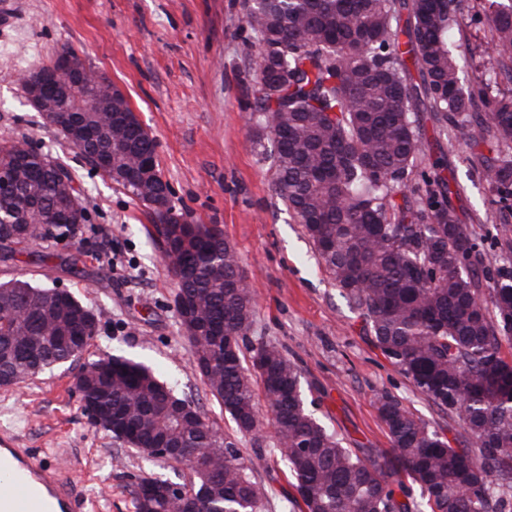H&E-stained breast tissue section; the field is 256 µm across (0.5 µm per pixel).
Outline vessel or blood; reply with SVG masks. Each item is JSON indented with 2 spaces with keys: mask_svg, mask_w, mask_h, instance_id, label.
<instances>
[{
  "mask_svg": "<svg viewBox=\"0 0 512 512\" xmlns=\"http://www.w3.org/2000/svg\"><path fill=\"white\" fill-rule=\"evenodd\" d=\"M0 512H74L76 502L60 469L26 448H0Z\"/></svg>",
  "mask_w": 512,
  "mask_h": 512,
  "instance_id": "1",
  "label": "vessel or blood"
}]
</instances>
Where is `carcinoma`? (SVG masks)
Wrapping results in <instances>:
<instances>
[{
	"instance_id": "cac0c4a2",
	"label": "carcinoma",
	"mask_w": 512,
	"mask_h": 512,
	"mask_svg": "<svg viewBox=\"0 0 512 512\" xmlns=\"http://www.w3.org/2000/svg\"><path fill=\"white\" fill-rule=\"evenodd\" d=\"M459 2L243 0L258 48L248 122L261 158L272 160L276 194L383 355L435 405L458 413L475 439L454 448L382 393L376 404L389 451L361 455L308 410L297 365L262 343L252 368L300 512H414L407 481L429 512L512 507V269L490 263L478 272L476 238L451 202L444 157L420 167L431 152L424 112L437 136L473 150L499 201L512 198V159L492 156L512 148V93H489L499 76L512 81V0H488L490 55L469 87L449 48L463 22ZM94 94L110 99L104 85ZM86 96L81 88L61 98L55 84L46 92L87 131L72 146L95 170L91 157L107 160L104 174L162 227L189 356L237 429L251 433L257 403L239 340L255 300L241 257L218 225L154 207L161 188L130 172L141 150L156 152L155 137L125 97L110 99L109 112H87ZM478 101L485 114L473 116ZM48 160L24 137L0 141V167L14 175V192L0 195V261L39 248L47 263L52 245L73 242L88 223L71 171L55 162L59 180ZM95 336L92 308L71 293L0 282L1 387L80 357ZM77 389L100 420L93 427L137 450L163 442L199 474L191 496L167 495L168 480L142 478L135 512H265L236 444L220 441L198 407L147 366L109 354L82 365Z\"/></svg>"
}]
</instances>
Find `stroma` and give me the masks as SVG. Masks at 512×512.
<instances>
[{"instance_id":"35a3bbf8","label":"stroma","mask_w":512,"mask_h":512,"mask_svg":"<svg viewBox=\"0 0 512 512\" xmlns=\"http://www.w3.org/2000/svg\"><path fill=\"white\" fill-rule=\"evenodd\" d=\"M486 0H463L464 22L451 49L465 75L486 60ZM242 0H0V139L30 146L68 165L85 197L89 222L75 243L55 245L56 260L21 256L0 262V281L18 276L59 288L92 307L97 334L86 359L122 354L142 362L200 406L240 448L263 489L265 512H290L294 492L271 433L242 434L211 396L187 354L153 219L121 185L93 172L27 101L20 73L50 63L63 49L119 87L157 141V164L176 208L215 224L242 259L254 293L243 354L277 344L300 369L307 404L349 447L388 450L378 394L395 396L452 447L469 442L456 414L441 410L377 348L319 261L302 225L273 190L274 170L260 160L247 123L257 54L247 39ZM452 199L484 256L512 267V213L495 202L466 147L444 146ZM66 363L0 387V437L66 468L85 512H135L140 476L177 483L189 472L153 462L90 426Z\"/></svg>"}]
</instances>
